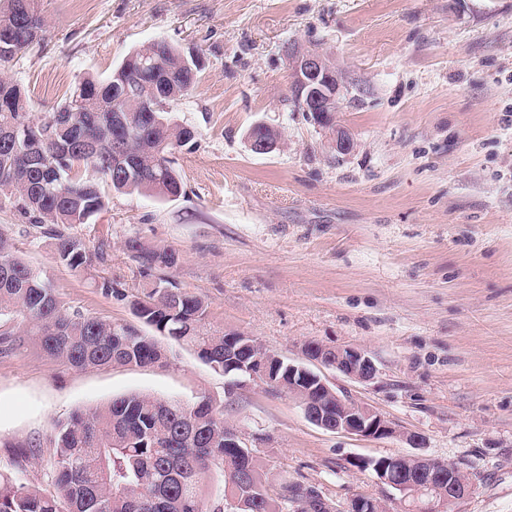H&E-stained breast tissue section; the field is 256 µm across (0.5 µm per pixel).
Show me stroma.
<instances>
[{
	"label": "stroma",
	"instance_id": "1",
	"mask_svg": "<svg viewBox=\"0 0 512 512\" xmlns=\"http://www.w3.org/2000/svg\"><path fill=\"white\" fill-rule=\"evenodd\" d=\"M43 38L0 78L32 111H54L84 77L163 40L204 63L174 109L197 131L177 155L180 196L114 195L94 225L107 263L77 275L51 238L11 205L0 228L66 306L131 323L143 282L125 243L175 248L168 272L208 302L211 326L303 361L305 343L366 350L369 383L331 381L397 436L324 430L287 392L264 384L226 397L222 372L172 344L165 362L79 370L34 343L0 354V463L34 457L21 479L44 487L50 437L74 412L131 392L191 404L209 395L245 435L271 482L399 505L357 457L410 453L463 471L453 512H512V0H37ZM329 56L350 90L336 114L356 140L336 157L290 100L283 48ZM278 128L281 148L253 153L246 133ZM119 292L105 294L103 279Z\"/></svg>",
	"mask_w": 512,
	"mask_h": 512
}]
</instances>
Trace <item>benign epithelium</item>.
<instances>
[{
    "instance_id": "1",
    "label": "benign epithelium",
    "mask_w": 512,
    "mask_h": 512,
    "mask_svg": "<svg viewBox=\"0 0 512 512\" xmlns=\"http://www.w3.org/2000/svg\"><path fill=\"white\" fill-rule=\"evenodd\" d=\"M291 82L290 93L298 109L329 138L330 149L338 155L354 151L356 142L348 129L328 116L334 104L341 103L346 90L345 76L323 53L296 43L284 46ZM305 362L284 363L260 343H239L232 337L224 344V355L236 356L230 366L238 375L225 386L228 395L245 391L255 383L269 384L294 397L306 418L325 430L343 432L364 439H383L397 434L392 423L368 405L352 399L322 373L334 370L345 378L367 383L376 377L372 357L357 347H328L317 342L304 345ZM320 367L316 371L308 364ZM336 403V416L326 413L319 396ZM359 469L370 470L378 483L394 491L406 512H445L467 496L471 487L460 470L420 454L359 457L353 461ZM340 512H387L379 500L357 496Z\"/></svg>"
}]
</instances>
